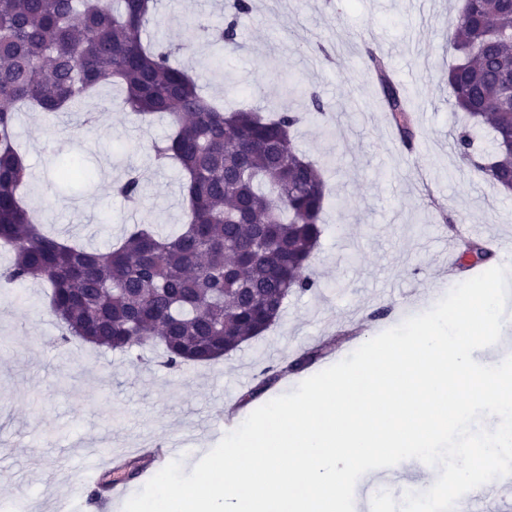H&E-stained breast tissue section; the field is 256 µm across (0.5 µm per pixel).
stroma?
<instances>
[{
    "mask_svg": "<svg viewBox=\"0 0 512 512\" xmlns=\"http://www.w3.org/2000/svg\"><path fill=\"white\" fill-rule=\"evenodd\" d=\"M228 0H161L147 34L189 45L181 65L201 75L202 91L231 107L271 116L299 111L308 92L327 103L325 116L296 129L299 147L324 168L329 185L323 234L311 260L316 290L289 296L280 319L224 359L167 367L161 349L129 353L74 339L60 329L38 281L0 287V512L23 500L28 512H53L70 496L71 512H100L78 490L97 448L137 459L139 449L177 438L184 473L224 437L212 417L226 404L251 414L292 392L337 359V337L367 342L427 312L415 302L448 293L444 272L466 281L495 266L512 273V197L480 180L458 156L461 113L448 102V20L460 0H253L239 25V46L214 58L195 30L197 18L223 23ZM401 46L390 75L413 110V148L402 145L380 99L368 52ZM122 91L100 85L91 97L54 116L21 108L16 144L28 168L21 195L32 217L58 238L108 250L133 224L178 228L187 203L182 175L156 167L150 146L169 129L166 116L147 122L120 105ZM77 161L82 181L59 169ZM137 169L138 203L115 194V182ZM487 226L497 245L479 264H452L451 227ZM388 308L386 317L372 312ZM322 356L285 375L259 399L244 403L265 373L306 352Z\"/></svg>",
    "mask_w": 512,
    "mask_h": 512,
    "instance_id": "stroma-1",
    "label": "stroma"
}]
</instances>
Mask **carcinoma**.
Returning a JSON list of instances; mask_svg holds the SVG:
<instances>
[{
    "mask_svg": "<svg viewBox=\"0 0 512 512\" xmlns=\"http://www.w3.org/2000/svg\"><path fill=\"white\" fill-rule=\"evenodd\" d=\"M156 2L0 0V243L14 253L0 267V284L45 282L65 343L74 337L121 351L151 344L175 368L223 358L268 330L288 296L318 287L309 267L328 187L294 131L326 106L314 91L305 110L274 117L210 101L198 78L172 60V48L143 39ZM229 8L222 26L196 23L218 51L238 45L239 19L252 12L250 0H232ZM448 38L461 55L448 70V97L468 119L455 147L467 157L473 131H491V151L475 172L506 195L512 0H471L448 22ZM367 57L390 121L410 146L408 100L383 60L371 51ZM106 82L124 87L130 112L171 117V132L153 144V158L183 171L188 205L178 232L134 224L118 245L97 251L30 222L19 195L27 172L14 148V120L20 104L61 112ZM115 191L137 200L136 170Z\"/></svg>",
    "mask_w": 512,
    "mask_h": 512,
    "instance_id": "1",
    "label": "carcinoma"
}]
</instances>
